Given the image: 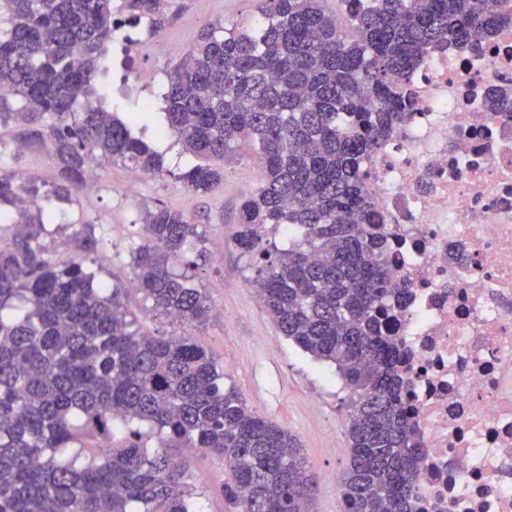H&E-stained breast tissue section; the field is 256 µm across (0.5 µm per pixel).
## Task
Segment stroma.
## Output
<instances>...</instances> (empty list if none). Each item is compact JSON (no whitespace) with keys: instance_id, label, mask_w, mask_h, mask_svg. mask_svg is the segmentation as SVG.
<instances>
[{"instance_id":"obj_1","label":"stroma","mask_w":512,"mask_h":512,"mask_svg":"<svg viewBox=\"0 0 512 512\" xmlns=\"http://www.w3.org/2000/svg\"><path fill=\"white\" fill-rule=\"evenodd\" d=\"M259 0H162L164 27L148 20L116 32L107 44L113 57L111 79L104 86L105 107L119 118L142 104L152 106L145 127L135 136L162 153L167 167L159 176H135L119 161L101 158L97 174L87 179L74 201H52L54 218L44 244L56 258L74 254L70 235L78 224H102L106 235L94 258L104 280L127 290L129 311L141 330L153 336H177L184 327L150 312L133 280L131 240L140 238L146 212L159 207L181 211L198 225L199 249L205 263L198 282L210 300L207 324L198 338L224 369L225 385L235 389L250 409L295 435L317 477L316 512H340L339 481L347 462V412L352 394L334 366L314 360L297 349L265 313L253 280L257 262L242 257L232 237L239 221L243 193L257 187L263 171L257 155L240 145L221 162L222 181L211 191L197 193L181 175L196 165L166 126L163 94L167 73L189 50L194 38L211 25L226 28L252 22ZM0 168L51 185L57 178L50 141L25 138L19 126H0ZM201 512H231L224 500L229 472L223 459L211 453L183 454Z\"/></svg>"}]
</instances>
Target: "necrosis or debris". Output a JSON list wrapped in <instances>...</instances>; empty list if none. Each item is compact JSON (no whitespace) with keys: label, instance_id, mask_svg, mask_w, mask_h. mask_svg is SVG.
<instances>
[{"label":"necrosis or debris","instance_id":"obj_1","mask_svg":"<svg viewBox=\"0 0 512 512\" xmlns=\"http://www.w3.org/2000/svg\"><path fill=\"white\" fill-rule=\"evenodd\" d=\"M512 26L480 52L427 56L415 112L365 162L388 268L408 285L388 313L424 451L415 512H512ZM486 108L490 112L512 113V85L492 89L486 99Z\"/></svg>","mask_w":512,"mask_h":512}]
</instances>
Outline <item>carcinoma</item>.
Here are the masks:
<instances>
[{
	"instance_id": "1",
	"label": "carcinoma",
	"mask_w": 512,
	"mask_h": 512,
	"mask_svg": "<svg viewBox=\"0 0 512 512\" xmlns=\"http://www.w3.org/2000/svg\"><path fill=\"white\" fill-rule=\"evenodd\" d=\"M161 0H0V125H23L54 145L53 187L0 172V512H198L185 464L190 448L224 459L234 512H314L317 481L296 437L249 409L193 334L134 328L119 284L97 281L96 226L71 236L61 261L41 243L42 202L70 199L105 157L148 175L162 157L103 106L79 108L112 69V33L147 18ZM249 26L200 32L168 73L167 127L201 159L239 143L256 149L264 177L241 198L236 249L260 259L254 280L266 314L296 347L335 366L350 389L341 512H411L417 432L404 401L398 347L385 332L386 300H402L373 223L365 160L414 111L404 88L434 48L466 44L512 25V0H260ZM490 112L512 113V85L494 88ZM197 193L222 179L206 163L181 175ZM299 234L263 247L267 226ZM132 242L139 291L150 311L201 329L210 302L196 283V225L177 210L146 215ZM127 429L118 447H76ZM146 423L149 430L138 425ZM156 438L149 450L146 439Z\"/></svg>"
}]
</instances>
